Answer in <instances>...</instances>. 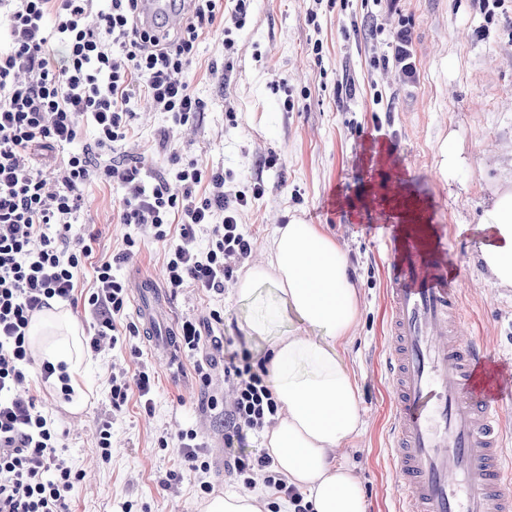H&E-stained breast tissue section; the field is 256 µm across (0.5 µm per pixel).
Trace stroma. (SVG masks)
I'll return each instance as SVG.
<instances>
[{"instance_id":"1","label":"stroma","mask_w":512,"mask_h":512,"mask_svg":"<svg viewBox=\"0 0 512 512\" xmlns=\"http://www.w3.org/2000/svg\"><path fill=\"white\" fill-rule=\"evenodd\" d=\"M399 31L409 36L410 74L390 58L388 42ZM233 39L225 45L217 24L198 44L193 87L205 109L194 123L173 125L168 113L138 99L127 158L152 177L166 173L176 153L202 169H224L236 190L263 181L265 194L241 214L255 244L250 264L267 260L277 226L294 217L323 225L348 248L360 316L347 358L360 382L364 425L347 461L367 512H396L398 479L387 447L392 393L383 375L385 242L405 232L390 206L392 186L424 208L428 235L447 241L448 283L459 293L467 335L490 350L487 376L512 375V288L495 287L475 261L484 237L482 203L512 177V0H253ZM449 140L463 163L446 180L439 166ZM122 196L115 183L88 190L84 220L98 234L96 254L111 256L131 235L136 254L122 275L161 280L165 247L136 226L118 224ZM166 307L174 326L220 312L215 334L223 348H203L213 376H221L228 357L266 369L271 341L247 334L251 309L231 292L183 288L167 293ZM129 362L121 343L87 354L78 407L59 401L37 368L29 370L38 408L65 432V455L82 475L71 512H123L128 502L136 512H200V483L216 493L239 492L224 470V437L201 394L194 359L179 360L182 385L165 362L153 361L149 414L133 398L112 405V367ZM105 418L113 441L106 463L95 439V423ZM189 427L208 442L207 472L188 471L177 449L158 444ZM173 471L181 481L169 482Z\"/></svg>"}]
</instances>
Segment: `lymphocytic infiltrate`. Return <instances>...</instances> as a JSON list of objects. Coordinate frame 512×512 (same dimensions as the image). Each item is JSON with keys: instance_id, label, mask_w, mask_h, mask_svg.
I'll return each instance as SVG.
<instances>
[{"instance_id": "1", "label": "lymphocytic infiltrate", "mask_w": 512, "mask_h": 512, "mask_svg": "<svg viewBox=\"0 0 512 512\" xmlns=\"http://www.w3.org/2000/svg\"><path fill=\"white\" fill-rule=\"evenodd\" d=\"M93 2L0 0L8 40L0 50V512H70L69 497L81 479L63 454V435L38 409L28 386L34 314L53 300L80 303L93 318L85 339L92 353L115 347L119 339L130 285L117 270L136 241L125 237L124 249L96 258L97 236L81 222L87 188L96 182L123 188L118 220L165 242L167 287L217 294L251 254L239 215L265 193L260 182L248 193L226 189L223 170L207 172L192 162L175 164L168 176L148 184L122 155L138 98H150L177 125L203 112L188 71L223 0H192L184 25L170 34L143 25L139 0H111L98 12ZM92 13L97 21L90 26L85 19ZM87 116L94 150L68 153L61 186L49 189L37 156L73 144ZM203 226L210 227L211 240L201 251L195 240ZM88 265L95 285L80 300L77 279ZM224 385L230 402L213 396L209 405L223 409L230 475L246 489L259 480L282 488L293 512H311L301 493L283 488L269 455L234 448L247 433L274 422L278 405L270 386L250 366L232 361L224 365ZM154 390L153 367L142 359L134 371L111 379L117 408L134 394L152 412Z\"/></svg>"}]
</instances>
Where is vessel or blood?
I'll list each match as a JSON object with an SVG mask.
<instances>
[{"label":"vessel or blood","instance_id":"b4317fda","mask_svg":"<svg viewBox=\"0 0 512 512\" xmlns=\"http://www.w3.org/2000/svg\"><path fill=\"white\" fill-rule=\"evenodd\" d=\"M190 0H142L146 26L179 28ZM387 279L385 376L393 394L390 457L401 493L397 512H512L505 474L502 405L477 395L488 350L462 333L456 289L448 285V253L435 240L410 237L391 248ZM164 296L139 298L137 317L154 333V356L172 353L155 331L165 325Z\"/></svg>","mask_w":512,"mask_h":512}]
</instances>
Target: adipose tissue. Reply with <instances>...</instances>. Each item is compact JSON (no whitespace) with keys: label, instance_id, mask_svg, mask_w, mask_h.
I'll return each mask as SVG.
<instances>
[{"label":"adipose tissue","instance_id":"adipose-tissue-1","mask_svg":"<svg viewBox=\"0 0 512 512\" xmlns=\"http://www.w3.org/2000/svg\"><path fill=\"white\" fill-rule=\"evenodd\" d=\"M486 214L475 261L498 285L512 288V182L491 190ZM267 250V261L250 268L233 291L253 309L247 332L273 339L269 367L279 409L264 442L274 470L313 512H366L363 487L344 462L363 426L359 383L345 358L359 318L348 252L320 225L297 218L277 227ZM269 286L274 293L267 297L262 290ZM286 316L301 331L278 334ZM28 341L36 359L64 365L73 397L81 399L84 349L74 317L57 306L35 314ZM273 494L270 488L217 493L202 512H264Z\"/></svg>","mask_w":512,"mask_h":512}]
</instances>
